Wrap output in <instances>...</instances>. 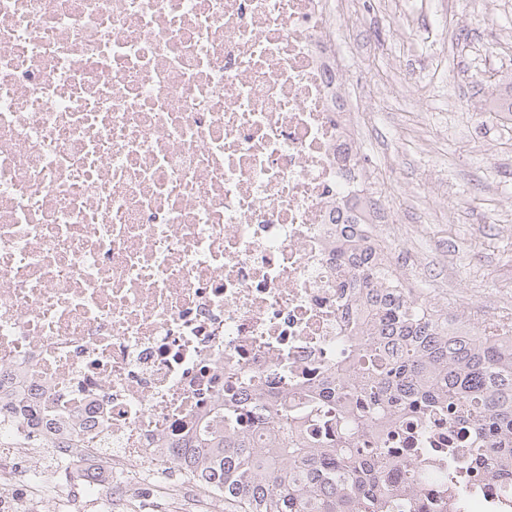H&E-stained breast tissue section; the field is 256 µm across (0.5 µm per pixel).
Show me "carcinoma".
<instances>
[{
  "label": "carcinoma",
  "mask_w": 512,
  "mask_h": 512,
  "mask_svg": "<svg viewBox=\"0 0 512 512\" xmlns=\"http://www.w3.org/2000/svg\"><path fill=\"white\" fill-rule=\"evenodd\" d=\"M337 252L353 272L352 287L377 314L372 337L354 350L361 408L334 410L341 375L312 396L310 421L338 420L334 439L299 440L288 420V393L230 396L209 421L172 436L178 471L224 498V512H418L415 495L392 484L388 450L361 448L374 427L405 420L422 424L435 413L478 437L463 457L423 449L424 472L439 480L463 470L476 476L444 483L435 512H466L478 482L512 479V321L469 329L435 314L422 293H412L381 264L373 243L350 234ZM263 425L277 420L278 438L258 448L238 430L240 414ZM296 458L300 465L290 466Z\"/></svg>",
  "instance_id": "1"
}]
</instances>
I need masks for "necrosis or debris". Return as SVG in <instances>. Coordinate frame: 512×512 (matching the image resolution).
Wrapping results in <instances>:
<instances>
[{"label":"necrosis or debris","instance_id":"obj_1","mask_svg":"<svg viewBox=\"0 0 512 512\" xmlns=\"http://www.w3.org/2000/svg\"><path fill=\"white\" fill-rule=\"evenodd\" d=\"M351 0H0V485L42 498L40 447L112 512L165 446L247 386L305 402L372 315L336 252L376 235L339 31ZM40 409L39 425L22 417ZM437 418L416 448H467Z\"/></svg>","mask_w":512,"mask_h":512}]
</instances>
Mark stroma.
I'll return each instance as SVG.
<instances>
[{
    "label": "stroma",
    "mask_w": 512,
    "mask_h": 512,
    "mask_svg": "<svg viewBox=\"0 0 512 512\" xmlns=\"http://www.w3.org/2000/svg\"><path fill=\"white\" fill-rule=\"evenodd\" d=\"M427 4L447 17L441 45L401 31L400 13ZM340 35L352 105L363 114L366 167L391 184L388 219L399 229L393 251L415 287L448 292L449 309L475 306L476 322L501 313L494 289L512 287V235L490 223L512 210V129L495 120L512 105V8L490 0H362ZM493 141L505 162L488 169Z\"/></svg>",
    "instance_id": "obj_1"
}]
</instances>
